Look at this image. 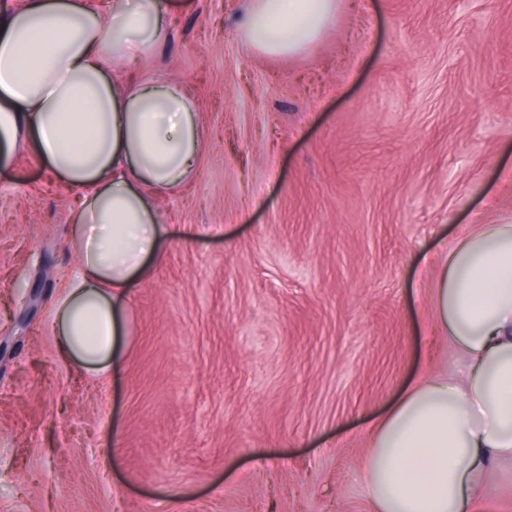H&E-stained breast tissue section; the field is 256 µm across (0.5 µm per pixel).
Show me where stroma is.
<instances>
[{
	"label": "stroma",
	"mask_w": 512,
	"mask_h": 512,
	"mask_svg": "<svg viewBox=\"0 0 512 512\" xmlns=\"http://www.w3.org/2000/svg\"><path fill=\"white\" fill-rule=\"evenodd\" d=\"M146 58L201 106L199 172L106 375L57 349L75 200L0 164V512H370L367 433L422 369L437 257L512 215V0H345L292 57L248 0H173Z\"/></svg>",
	"instance_id": "35a3bbf8"
}]
</instances>
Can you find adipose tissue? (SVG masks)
I'll use <instances>...</instances> for the list:
<instances>
[{"instance_id":"adipose-tissue-1","label":"adipose tissue","mask_w":512,"mask_h":512,"mask_svg":"<svg viewBox=\"0 0 512 512\" xmlns=\"http://www.w3.org/2000/svg\"><path fill=\"white\" fill-rule=\"evenodd\" d=\"M170 0H18L0 12V157L25 150L74 194L79 272L54 320L62 355L108 371L121 301L168 229L159 196L197 173V101L138 70L169 32ZM339 0H249L243 41L266 55L312 47ZM433 322L466 363L423 371L369 431L371 512H495V472L512 465V217L465 230L440 265Z\"/></svg>"}]
</instances>
